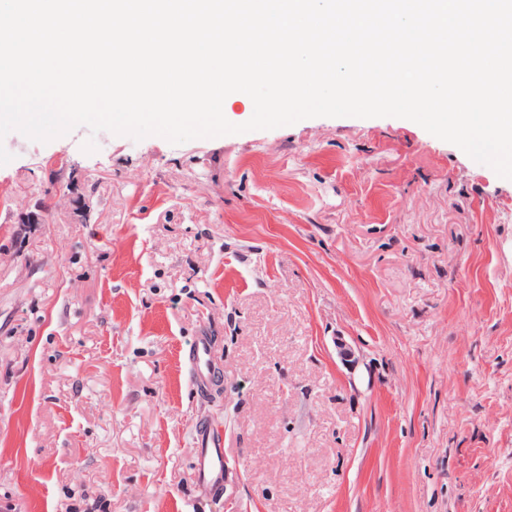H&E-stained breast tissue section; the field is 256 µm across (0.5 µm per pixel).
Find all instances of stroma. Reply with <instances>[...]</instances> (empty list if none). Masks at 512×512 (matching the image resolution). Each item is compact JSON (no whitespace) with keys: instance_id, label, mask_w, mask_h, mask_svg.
Instances as JSON below:
<instances>
[{"instance_id":"stroma-1","label":"stroma","mask_w":512,"mask_h":512,"mask_svg":"<svg viewBox=\"0 0 512 512\" xmlns=\"http://www.w3.org/2000/svg\"><path fill=\"white\" fill-rule=\"evenodd\" d=\"M0 146V512H512V179L395 117ZM189 380L199 389L207 379H214L215 370L211 358V336H198L188 353ZM196 437L199 443L196 458V475L199 488L208 494H219L224 488V448L218 435L207 429H197Z\"/></svg>"}]
</instances>
